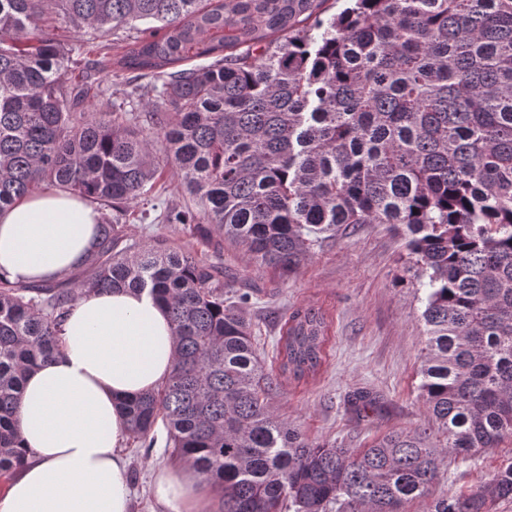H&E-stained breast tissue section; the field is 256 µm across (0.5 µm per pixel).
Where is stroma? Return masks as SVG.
Returning a JSON list of instances; mask_svg holds the SVG:
<instances>
[{
    "label": "stroma",
    "instance_id": "35a3bbf8",
    "mask_svg": "<svg viewBox=\"0 0 512 512\" xmlns=\"http://www.w3.org/2000/svg\"><path fill=\"white\" fill-rule=\"evenodd\" d=\"M140 208L137 202L129 206L133 218L123 227L128 242L147 245L160 239L171 248L201 253V246L174 225L135 220ZM405 243L397 226H350L285 276L256 265L238 249H224V285L252 292L247 316L265 359H272L280 326L294 309L314 307L327 314L326 361L319 373L285 382L268 394L274 411L312 440L358 449L388 432L435 426L418 389L425 291L409 270ZM356 390L373 392L378 399L367 417L356 416L348 405ZM125 454L131 512H162L152 493L153 475L179 463L164 425H157L145 441L128 442ZM511 464L512 439L466 457H448L435 493L470 492Z\"/></svg>",
    "mask_w": 512,
    "mask_h": 512
}]
</instances>
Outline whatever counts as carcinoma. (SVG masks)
<instances>
[{
    "instance_id": "carcinoma-1",
    "label": "carcinoma",
    "mask_w": 512,
    "mask_h": 512,
    "mask_svg": "<svg viewBox=\"0 0 512 512\" xmlns=\"http://www.w3.org/2000/svg\"><path fill=\"white\" fill-rule=\"evenodd\" d=\"M0 0V209L61 188L102 219L84 273L27 285L0 278V476L18 464L26 374L51 359L77 300L148 293L168 310L175 364L123 403L133 439L158 423L176 456L224 491L223 512H405L444 457L512 437V0ZM89 35L97 59L51 32ZM194 60L206 64L178 69ZM114 68L121 85L97 74ZM120 103L89 118L85 101ZM168 174L189 195L150 190ZM178 224L212 253L158 240ZM350 224H401L426 289L420 393L437 432L386 433L357 453L308 439L268 406L277 378L323 364L329 324L298 308L265 372L244 309L224 296V243L293 270ZM377 403L357 391L351 407ZM512 500V465L429 512ZM142 208L141 202H135L129 205V210L135 215L130 216L127 224H124L123 230L127 243L136 242L139 245L153 244L154 241L160 239L164 240L167 246L191 252L193 255L200 257L201 246L194 243L189 238L185 237L177 228L172 224H141L136 220V214ZM203 254V251H202Z\"/></svg>"
}]
</instances>
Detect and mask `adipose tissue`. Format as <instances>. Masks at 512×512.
Returning <instances> with one entry per match:
<instances>
[{"instance_id":"1","label":"adipose tissue","mask_w":512,"mask_h":512,"mask_svg":"<svg viewBox=\"0 0 512 512\" xmlns=\"http://www.w3.org/2000/svg\"><path fill=\"white\" fill-rule=\"evenodd\" d=\"M100 213L54 188L0 210V274L59 279L92 245ZM166 308L148 293L91 292L72 308L58 353L27 377L18 413L24 459L0 512H129L121 403L157 390L174 365ZM154 497L172 512H220L222 493L190 467L162 468Z\"/></svg>"}]
</instances>
